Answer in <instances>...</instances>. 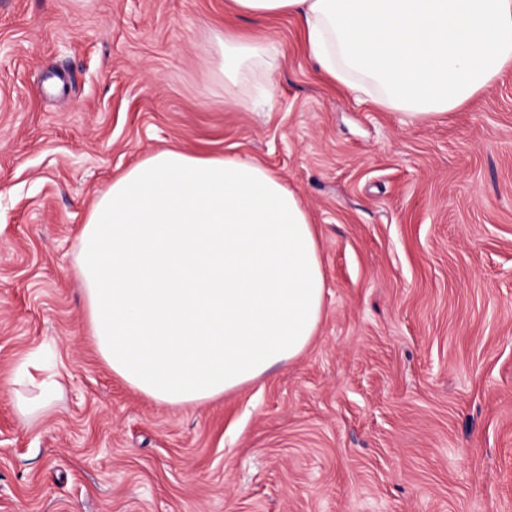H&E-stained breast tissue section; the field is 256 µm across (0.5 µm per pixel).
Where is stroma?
<instances>
[{"instance_id":"35a3bbf8","label":"stroma","mask_w":512,"mask_h":512,"mask_svg":"<svg viewBox=\"0 0 512 512\" xmlns=\"http://www.w3.org/2000/svg\"><path fill=\"white\" fill-rule=\"evenodd\" d=\"M224 34L276 48L234 103ZM170 148L277 174L326 276L305 351L201 406L112 372L76 273L96 197ZM43 354L64 392L27 426L10 383ZM0 512H512V68L407 123L287 16L0 0Z\"/></svg>"}]
</instances>
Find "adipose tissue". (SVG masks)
<instances>
[{"label": "adipose tissue", "instance_id": "1", "mask_svg": "<svg viewBox=\"0 0 512 512\" xmlns=\"http://www.w3.org/2000/svg\"><path fill=\"white\" fill-rule=\"evenodd\" d=\"M291 15L320 72L411 121L453 111L512 67V0H231ZM272 45L221 42L230 86ZM77 269L101 357L157 404L200 405L298 357L324 313L319 243L300 198L268 169L179 148L147 155L97 197ZM15 397L31 424L60 376Z\"/></svg>", "mask_w": 512, "mask_h": 512}]
</instances>
